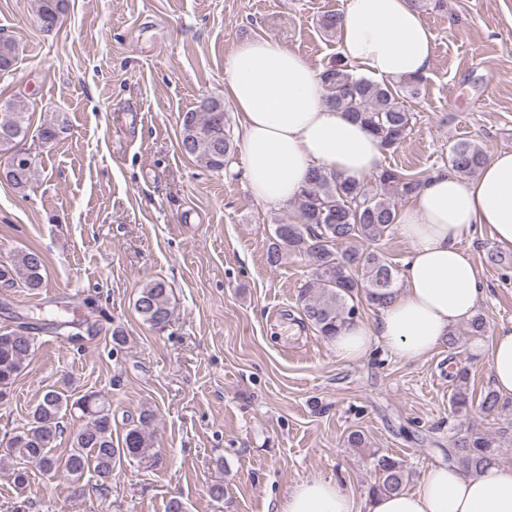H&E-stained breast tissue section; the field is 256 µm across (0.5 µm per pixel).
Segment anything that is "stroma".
Listing matches in <instances>:
<instances>
[{
    "label": "stroma",
    "instance_id": "obj_1",
    "mask_svg": "<svg viewBox=\"0 0 512 512\" xmlns=\"http://www.w3.org/2000/svg\"><path fill=\"white\" fill-rule=\"evenodd\" d=\"M347 2L67 0L47 32L31 0H0V33L19 47L13 70L0 73V104L30 103L24 147L39 170L23 192L0 182V259L19 248L45 259L41 293L0 288V333L26 326L35 338L0 403V449L47 388L65 385L110 397L117 441L153 410L158 453L116 465L104 490L94 475L74 483L33 466L21 487L0 464V512H166L174 497L186 512H271L315 476L332 478L354 512H366L379 456L403 461L413 490L447 464L459 430L512 426V398L489 415L458 416L449 405L450 368H469L481 397L492 385L489 334L512 325V251L488 262L491 228L465 244L482 268L488 335L411 362L381 346L344 362L302 322L304 262H266L286 206L252 199L241 155L211 172L178 148L180 116L223 98L224 61L239 42L273 38L322 69L337 41L317 20ZM420 10L434 35L432 68L407 101L417 115L410 136L384 163L424 179L447 170L456 142L512 149V0H446L440 10L423 0ZM57 118L66 133L40 142L36 127ZM152 278L171 287L161 332L134 310ZM74 306L89 309L79 345L31 318L38 307ZM216 484L223 499L210 494Z\"/></svg>",
    "mask_w": 512,
    "mask_h": 512
}]
</instances>
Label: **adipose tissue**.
<instances>
[{"label":"adipose tissue","instance_id":"ef3b65f1","mask_svg":"<svg viewBox=\"0 0 512 512\" xmlns=\"http://www.w3.org/2000/svg\"><path fill=\"white\" fill-rule=\"evenodd\" d=\"M337 38L342 58L367 77L425 76L432 67L433 34L411 0H348ZM224 72V95L240 118V153L255 202L288 203L316 166L358 182L381 168L378 139L325 104L316 71L298 52L255 38L235 48ZM399 224L411 246L405 288L375 323L355 322L331 339L342 361H359L378 343L403 361L416 360L476 314L482 269L463 242L487 225L497 245L512 250V151L495 152L467 180L451 171L432 174ZM489 360L495 390L512 397V326L498 328ZM353 508L336 482L312 477L278 499L274 512ZM367 512H512V466L492 464L478 473L436 466L413 491L374 496Z\"/></svg>","mask_w":512,"mask_h":512}]
</instances>
